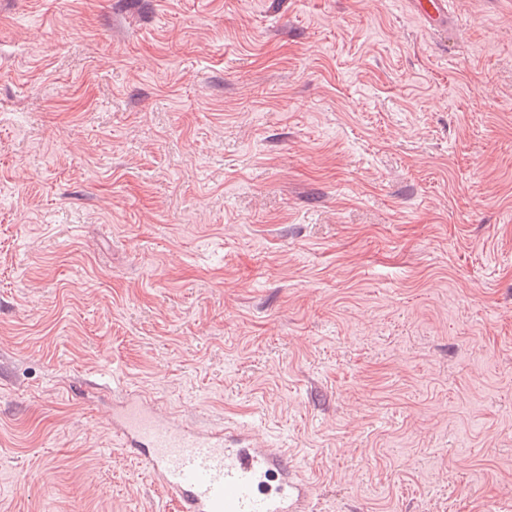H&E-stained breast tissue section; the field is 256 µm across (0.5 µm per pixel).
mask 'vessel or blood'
<instances>
[{"label": "vessel or blood", "mask_w": 512, "mask_h": 512, "mask_svg": "<svg viewBox=\"0 0 512 512\" xmlns=\"http://www.w3.org/2000/svg\"><path fill=\"white\" fill-rule=\"evenodd\" d=\"M411 8L434 28L448 20V0H412ZM112 430L174 512H310V487L285 450L251 431L180 422L135 393L113 407Z\"/></svg>", "instance_id": "vessel-or-blood-1"}]
</instances>
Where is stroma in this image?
<instances>
[{"label":"stroma","mask_w":512,"mask_h":512,"mask_svg":"<svg viewBox=\"0 0 512 512\" xmlns=\"http://www.w3.org/2000/svg\"><path fill=\"white\" fill-rule=\"evenodd\" d=\"M85 379L512 512V0H0V512H170ZM449 5V0H413L411 2L413 12L434 28H441L446 22L448 24Z\"/></svg>","instance_id":"stroma-1"}]
</instances>
